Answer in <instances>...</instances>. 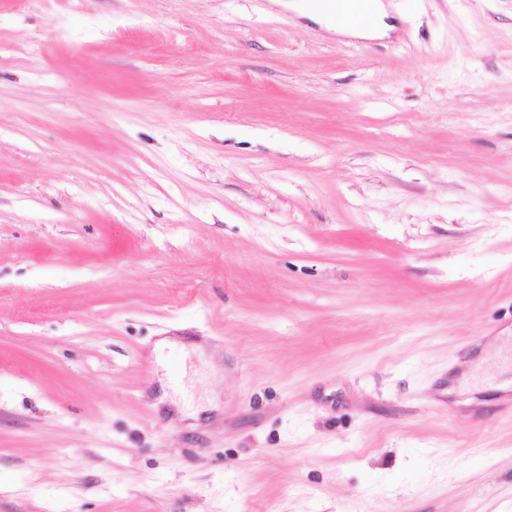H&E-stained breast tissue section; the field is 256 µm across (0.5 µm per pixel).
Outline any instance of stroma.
Masks as SVG:
<instances>
[{
  "instance_id": "1",
  "label": "stroma",
  "mask_w": 512,
  "mask_h": 512,
  "mask_svg": "<svg viewBox=\"0 0 512 512\" xmlns=\"http://www.w3.org/2000/svg\"><path fill=\"white\" fill-rule=\"evenodd\" d=\"M384 2L0 0V512H512V0ZM330 2L335 10L337 22L329 8L311 10V15L318 22L325 23L330 28H335L336 33L348 35H388L394 27L386 22L389 17L388 11L381 0H377L375 8V20L371 24H360L351 21L369 23L373 20V5L375 0H326ZM350 22V23H348Z\"/></svg>"
}]
</instances>
